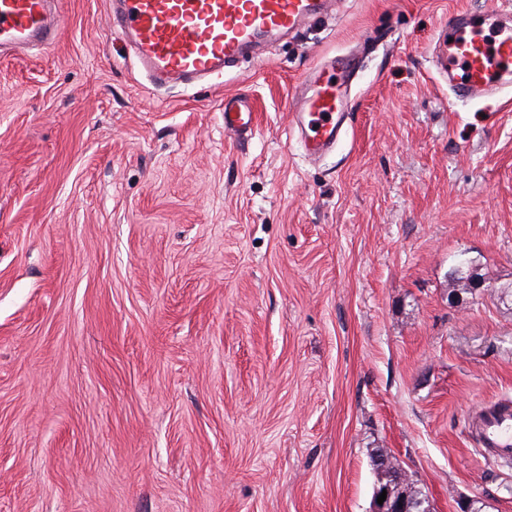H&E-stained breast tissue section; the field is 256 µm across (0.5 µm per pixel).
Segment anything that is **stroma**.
Here are the masks:
<instances>
[{
    "label": "stroma",
    "instance_id": "obj_1",
    "mask_svg": "<svg viewBox=\"0 0 512 512\" xmlns=\"http://www.w3.org/2000/svg\"><path fill=\"white\" fill-rule=\"evenodd\" d=\"M485 6L339 0L190 89L109 0L0 51V512H372L378 448L435 512H512L467 427L512 403V99L432 62ZM348 52V135L309 159L291 96ZM253 130V113L240 104L238 100L225 98L224 131L235 138H242L252 135ZM472 264L467 262L465 265L460 266L457 260L453 263L448 271V287L452 288L453 292H460L465 294H473L477 282V273L471 269Z\"/></svg>",
    "mask_w": 512,
    "mask_h": 512
}]
</instances>
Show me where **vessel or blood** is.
<instances>
[{
    "label": "vessel or blood",
    "mask_w": 512,
    "mask_h": 512,
    "mask_svg": "<svg viewBox=\"0 0 512 512\" xmlns=\"http://www.w3.org/2000/svg\"><path fill=\"white\" fill-rule=\"evenodd\" d=\"M56 3L0 0V47L54 43ZM335 7L336 0H112V24L127 35L139 69L166 86L231 69L264 40L295 32ZM482 20L497 25L494 46L476 32ZM435 51L455 99L473 103L512 93V7L450 12ZM352 62L349 55L330 57L295 89L291 129L300 133L308 157H321L348 131ZM224 130L237 138L252 135V112L225 99ZM468 424L484 453L512 461V405L489 404Z\"/></svg>",
    "instance_id": "b4317fda"
}]
</instances>
